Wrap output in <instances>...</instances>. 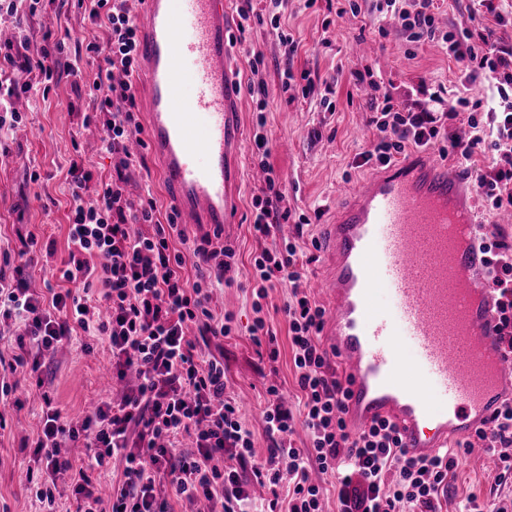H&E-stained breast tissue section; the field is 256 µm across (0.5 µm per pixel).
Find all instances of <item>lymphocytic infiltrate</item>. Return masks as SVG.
I'll use <instances>...</instances> for the list:
<instances>
[{
    "mask_svg": "<svg viewBox=\"0 0 512 512\" xmlns=\"http://www.w3.org/2000/svg\"><path fill=\"white\" fill-rule=\"evenodd\" d=\"M88 20L104 28V39L70 40L46 30L44 43L31 51L25 30L0 43V137L21 121L12 106L17 92H50L60 71H67L76 93L87 94L82 127H96L113 159L109 177L95 176L82 155L68 170L70 224L67 256L59 269L61 288L40 291L31 285L30 271L38 263L29 257L12 273L0 270V318L22 321L17 366L28 354L42 355L71 340L73 333L104 337L112 353L117 378L136 371L139 383L119 402L105 401L81 422L65 420L50 396H43V427L34 461L49 484L36 493L54 507L51 489L67 480L76 512H93L101 498L93 473L110 459H121L120 480L112 482L111 512H170L169 495L206 501L208 512H251V483L268 487L269 512H323L320 487L312 473L336 479L338 512H439L449 476L460 452L481 447L496 455L501 473H512V402H505L491 429L479 430L476 441H460L444 454L428 459L409 456L397 426L386 419L353 432L345 417L347 381L331 373L320 345L324 309L304 288L308 264L314 260L302 233L307 216H293L275 172H268L264 194L251 202L250 231L259 249L253 258L256 318L251 329L255 345H266L270 362L280 352L277 333L261 304L270 290L286 285L291 298L284 307L288 320L291 360L300 397L290 408L277 388H269L265 435L268 456H257L252 432L235 403L224 396V362L203 355L200 338L230 335L229 323L215 319L213 291L236 268L232 246H214L210 236L189 239L174 212H161L153 195L131 197L127 190L133 164L129 141L142 133L137 117L134 83L137 24L131 0H76ZM404 0H377L378 17L399 15L409 42H442L465 79L485 75L492 90L485 119L470 112L467 100H449L440 92L412 110L396 108L391 94L371 100L372 123L378 137L360 152L356 166H389L407 148L425 149L450 141L453 154L473 180L482 207H512V49L475 36L470 29L440 30L435 24L437 0H420L407 10ZM76 59L62 63L66 50ZM96 60L85 70L79 56ZM465 117L468 139L449 138L446 121ZM500 161L478 163L487 150ZM294 220L295 237L270 246L273 228ZM490 272L489 288L496 295L500 340L512 354V245L490 234L484 245ZM193 277H186V267ZM81 293H74V286ZM306 444H296V430ZM192 440L193 453L178 450L179 436ZM83 441L86 461L74 464L60 450ZM249 464L252 481L238 472L220 469L224 456ZM289 482H282V474ZM287 484L288 498L275 495Z\"/></svg>",
    "mask_w": 512,
    "mask_h": 512,
    "instance_id": "1",
    "label": "lymphocytic infiltrate"
}]
</instances>
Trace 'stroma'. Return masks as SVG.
<instances>
[{
  "mask_svg": "<svg viewBox=\"0 0 512 512\" xmlns=\"http://www.w3.org/2000/svg\"><path fill=\"white\" fill-rule=\"evenodd\" d=\"M374 0H359V14L339 15L327 10L325 0H287L281 23L293 34L298 49L285 59L277 39L267 24L253 23L241 44L231 52L236 77L238 111L246 129L264 119L271 146L270 165L280 177L288 195V204L310 219L306 238H318L319 227L328 223L336 206V188L355 182L372 172L371 167H356L354 158L374 136L372 117L367 108L370 89L357 83L355 75L372 68L384 81L392 82L394 102L413 108L416 99L408 87L426 81L429 87H444L448 97L473 96L472 84L462 82L454 62L444 46L428 42L411 46L405 37L399 16H388L382 28H374L369 11ZM496 13L472 18V0H446L436 22L448 31L460 28L491 30L495 45L512 48V0H495ZM69 30L72 36H94L96 28L77 9L54 12L44 4L41 13L28 23L32 47H39L45 28ZM357 45L368 46L365 55L354 54ZM260 55L259 72H251L249 61ZM294 73H308L314 85L310 96H303L302 82L292 84L288 93L279 86L284 66ZM259 77L268 91V106L258 109L249 92L252 77ZM329 98L323 107L321 98ZM75 96L68 81H60L49 96L32 91L14 101L16 110L25 113V121L15 127L7 141L8 153L0 156V248L9 252L11 265H18L23 245L17 227L34 233L39 245L53 243L54 254L42 261L33 278L34 287H43L46 279L67 255L68 195L67 177L72 158V138H79L95 175L109 176L112 157L99 151L94 131L81 130V118L72 105ZM38 169L44 181L29 182V168ZM263 184L242 183L239 221L226 225L224 234L239 254V271L232 286L215 289L212 309L217 316H231L230 336L209 340L205 354L222 358L226 394L240 406L244 423L254 434L259 456L269 454L270 443L264 432L263 412L266 389L277 386L289 402H296V386L288 323L283 308L291 296L288 286L270 290L264 302L268 318L277 330L280 357L269 363L259 356L250 339L255 313L252 291L246 288V274L258 245L250 233L251 201L262 193ZM112 354L107 344L96 337L78 335L55 350L46 352L38 376L29 369L7 373L8 383L17 387L21 407L7 408L5 424L0 427V512H42L35 487L27 474L30 465L28 443L32 442L42 421L41 392H48L62 413L77 416L88 411L104 396L120 397L124 384L104 385ZM480 452L462 454L448 496L442 499V512H455L467 496L478 500L493 497L512 498V476L485 482Z\"/></svg>",
  "mask_w": 512,
  "mask_h": 512,
  "instance_id": "1",
  "label": "stroma"
}]
</instances>
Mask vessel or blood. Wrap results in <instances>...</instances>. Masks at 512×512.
Instances as JSON below:
<instances>
[{
	"mask_svg": "<svg viewBox=\"0 0 512 512\" xmlns=\"http://www.w3.org/2000/svg\"><path fill=\"white\" fill-rule=\"evenodd\" d=\"M224 0H141L138 72L147 147L178 223L223 232L238 221L229 158L241 126ZM191 79L192 100L181 87ZM317 292L328 354L348 377L346 419L388 418L408 454L430 458L487 427L512 390L494 299L477 249L484 232L458 171L415 152L339 192ZM385 286L389 308L374 305Z\"/></svg>",
	"mask_w": 512,
	"mask_h": 512,
	"instance_id": "b4317fda",
	"label": "vessel or blood"
}]
</instances>
